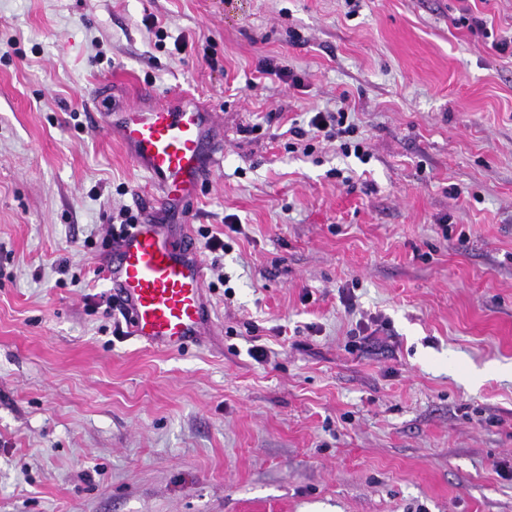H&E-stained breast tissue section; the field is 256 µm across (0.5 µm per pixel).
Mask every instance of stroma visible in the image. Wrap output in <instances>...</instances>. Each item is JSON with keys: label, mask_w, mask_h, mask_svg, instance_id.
I'll return each instance as SVG.
<instances>
[{"label": "stroma", "mask_w": 512, "mask_h": 512, "mask_svg": "<svg viewBox=\"0 0 512 512\" xmlns=\"http://www.w3.org/2000/svg\"><path fill=\"white\" fill-rule=\"evenodd\" d=\"M501 39L512 0H0V512H512ZM145 86L224 145L177 217L87 115ZM343 99L366 158L294 134ZM124 211L228 242L202 345L114 335Z\"/></svg>", "instance_id": "obj_1"}]
</instances>
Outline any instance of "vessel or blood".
<instances>
[{"label": "vessel or blood", "mask_w": 512, "mask_h": 512, "mask_svg": "<svg viewBox=\"0 0 512 512\" xmlns=\"http://www.w3.org/2000/svg\"><path fill=\"white\" fill-rule=\"evenodd\" d=\"M140 97L139 104L118 110L104 97L100 107L113 110L110 129L156 185L151 207H185L215 172L213 114L187 95L162 100L146 88ZM107 278L128 313L131 335L150 348L183 350L209 323L204 265L189 232L153 221L135 224L113 249Z\"/></svg>", "instance_id": "b4317fda"}]
</instances>
